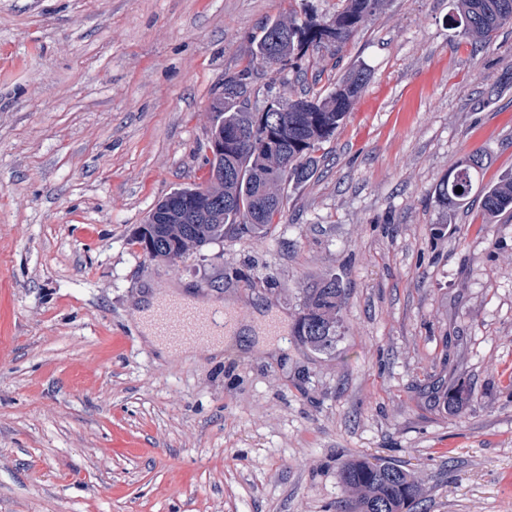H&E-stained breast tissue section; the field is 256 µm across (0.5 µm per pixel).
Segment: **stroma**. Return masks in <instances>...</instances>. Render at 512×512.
<instances>
[{"label": "stroma", "instance_id": "1", "mask_svg": "<svg viewBox=\"0 0 512 512\" xmlns=\"http://www.w3.org/2000/svg\"><path fill=\"white\" fill-rule=\"evenodd\" d=\"M341 0H0V512H336L339 466L409 469L427 512H512V212L435 189L477 150L512 168V27L472 45L454 0H388L336 51L251 85L264 107L370 74L262 235L170 264L133 238L209 178L224 80L267 21ZM443 235H435L436 227ZM345 291L333 352L291 333ZM223 307L243 346L160 357L147 290ZM465 385L461 413L437 383Z\"/></svg>", "mask_w": 512, "mask_h": 512}]
</instances>
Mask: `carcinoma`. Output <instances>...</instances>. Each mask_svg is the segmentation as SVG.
<instances>
[{
	"label": "carcinoma",
	"mask_w": 512,
	"mask_h": 512,
	"mask_svg": "<svg viewBox=\"0 0 512 512\" xmlns=\"http://www.w3.org/2000/svg\"><path fill=\"white\" fill-rule=\"evenodd\" d=\"M341 2L326 21L299 22L290 16L266 24L254 38L243 68L224 79V93L212 104L217 113L214 135H224V153L208 160L207 182L173 190L151 209L161 221L138 227L136 242L144 250L152 248L153 260H181L191 250L224 238L229 230L259 235L280 223L284 194L271 192L270 183L299 186L312 178L313 154L351 112L369 74L352 68L327 92L312 88L297 99L280 100L279 112L253 109L250 84L268 58L281 61L283 72L311 47L348 41L386 5V0ZM455 9L462 19V35L475 43H485L504 26H512V0H456ZM485 159L486 154L476 152L460 161L437 185L438 205L445 210L461 205L482 181ZM482 208L490 220L512 210V173L482 187ZM344 300L345 289L333 276L305 289L293 336L315 351L334 350ZM470 396L462 387L446 391L443 408L456 414ZM339 477L347 495L340 512H425L421 486L398 465L353 458L342 464Z\"/></svg>",
	"instance_id": "obj_1"
}]
</instances>
